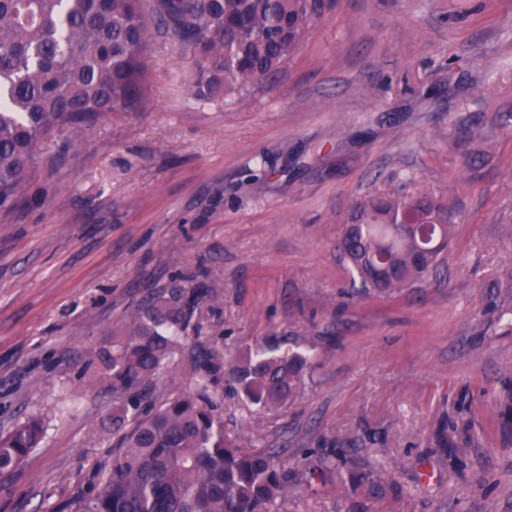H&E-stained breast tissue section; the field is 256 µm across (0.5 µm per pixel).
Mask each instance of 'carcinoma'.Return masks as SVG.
Here are the masks:
<instances>
[{
	"instance_id": "1",
	"label": "carcinoma",
	"mask_w": 512,
	"mask_h": 512,
	"mask_svg": "<svg viewBox=\"0 0 512 512\" xmlns=\"http://www.w3.org/2000/svg\"><path fill=\"white\" fill-rule=\"evenodd\" d=\"M324 0H0V224L35 200L38 143L57 131L72 139L107 112H139L146 100L145 58L154 37L193 47L192 95L217 101L265 83L320 19ZM357 223L339 249L362 287L407 288L431 274L426 241L407 235L391 245L390 225L426 223L450 237L455 214L434 195L380 194L354 204ZM187 289L173 287L142 306L125 332L96 354L112 386V459L97 485L75 496L70 512H279L293 476L272 448H242L224 438L221 397L207 374L159 405L143 404L146 386L190 327ZM313 361L278 347L248 350L225 375L257 410L270 412L296 394ZM46 433L33 415L0 434V475L16 470Z\"/></svg>"
}]
</instances>
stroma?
<instances>
[{
  "instance_id": "1",
  "label": "stroma",
  "mask_w": 512,
  "mask_h": 512,
  "mask_svg": "<svg viewBox=\"0 0 512 512\" xmlns=\"http://www.w3.org/2000/svg\"><path fill=\"white\" fill-rule=\"evenodd\" d=\"M146 66L143 111L75 153L44 139L36 201L0 224V430L48 420L0 512L93 489L113 395L88 362L175 284L199 296L147 400L249 348L315 361L275 412L216 382L225 437L301 474L281 512H512V0H332L241 101L192 97L191 48ZM382 192L443 197L451 241L423 283L353 297L336 244Z\"/></svg>"
}]
</instances>
